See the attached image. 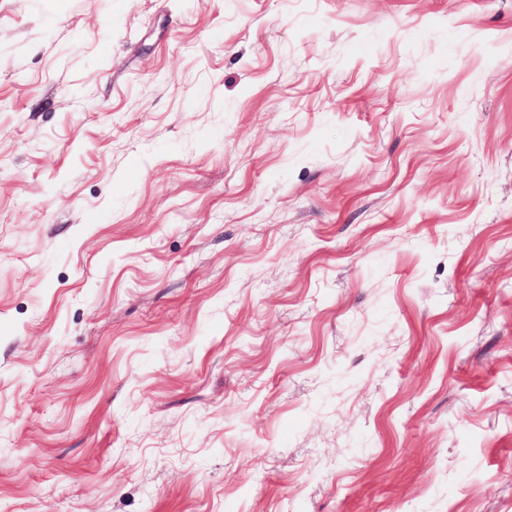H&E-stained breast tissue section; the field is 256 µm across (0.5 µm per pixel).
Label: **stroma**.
<instances>
[{"mask_svg": "<svg viewBox=\"0 0 512 512\" xmlns=\"http://www.w3.org/2000/svg\"><path fill=\"white\" fill-rule=\"evenodd\" d=\"M0 512H512V0H0Z\"/></svg>", "mask_w": 512, "mask_h": 512, "instance_id": "1", "label": "stroma"}]
</instances>
